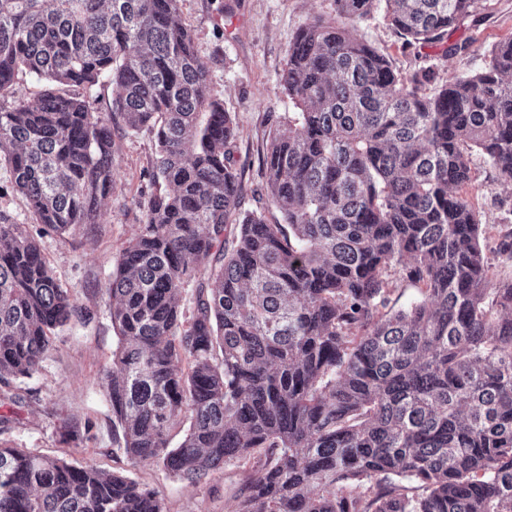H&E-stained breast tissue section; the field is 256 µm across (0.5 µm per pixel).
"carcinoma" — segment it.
<instances>
[{
	"label": "carcinoma",
	"mask_w": 512,
	"mask_h": 512,
	"mask_svg": "<svg viewBox=\"0 0 512 512\" xmlns=\"http://www.w3.org/2000/svg\"><path fill=\"white\" fill-rule=\"evenodd\" d=\"M181 0H0V154L33 223L100 224L112 131L86 97L155 131L146 221L108 290L120 346L114 425L132 461L198 483L251 465L236 512H512V280L491 272L467 193L472 156L512 182V39L431 91L346 25L294 36L264 189L283 223L242 213L236 115L212 96ZM376 0H336L354 21ZM406 40L433 44L479 0H385ZM420 300L391 306V275ZM196 284L186 316L182 292ZM39 242L0 214V385L36 373L55 330L86 320ZM179 445L170 447L177 433ZM0 512H167L93 466L0 445ZM45 82L35 76L24 75L20 77L18 83L15 85L13 96L2 98L0 107L9 109L14 101L18 99H33L36 97L44 87Z\"/></svg>",
	"instance_id": "obj_1"
}]
</instances>
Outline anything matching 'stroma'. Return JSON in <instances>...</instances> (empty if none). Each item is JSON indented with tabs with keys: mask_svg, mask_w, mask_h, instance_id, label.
<instances>
[{
	"mask_svg": "<svg viewBox=\"0 0 512 512\" xmlns=\"http://www.w3.org/2000/svg\"><path fill=\"white\" fill-rule=\"evenodd\" d=\"M181 11L209 68L212 94L239 119L231 164L245 186L241 208L264 211L268 221H278V211L261 194L262 155L275 120L296 109L281 86L288 50L296 32L315 19L341 24L345 18L335 0H183ZM480 13L481 21L465 22L440 46L406 43L380 8L355 22L353 32L388 56L401 76L430 67L438 82L446 83L482 69L489 49L512 38V0H481ZM456 42L467 43V51L444 54V45ZM86 97L96 116L112 127L114 188L104 202L102 223L80 225L62 235L33 223L6 161L0 160V212L39 241L57 283L92 313L88 321L57 330L39 372L0 386V416L11 419L0 439L76 466L122 473L156 490L167 512H234L249 475L245 466L226 462L193 484L161 465L132 463L114 439L108 372L118 336L107 286L116 258L146 220L139 203L155 190L156 143L150 131L129 130L113 118L108 80ZM473 172L468 194L495 226L486 241L488 261L497 278L510 280L512 256L499 253L497 245L512 233V184L497 182L490 165L478 156Z\"/></svg>",
	"mask_w": 512,
	"mask_h": 512,
	"instance_id": "35a3bbf8",
	"label": "stroma"
}]
</instances>
